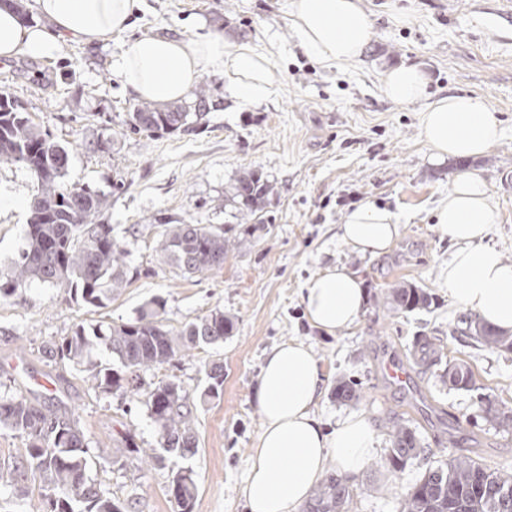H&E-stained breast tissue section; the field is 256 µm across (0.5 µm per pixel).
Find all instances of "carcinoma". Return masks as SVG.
<instances>
[{
    "label": "carcinoma",
    "mask_w": 512,
    "mask_h": 512,
    "mask_svg": "<svg viewBox=\"0 0 512 512\" xmlns=\"http://www.w3.org/2000/svg\"><path fill=\"white\" fill-rule=\"evenodd\" d=\"M204 112L205 91L201 89L191 105H135L129 113L128 129L150 134L194 130ZM0 162L22 166L36 180L24 245L10 271L0 272V299L36 280L67 289L88 308H101L112 300L114 291L139 276L126 266L125 251L112 236V225L102 220L107 198L65 181L68 152L32 121L6 85L0 86ZM274 193L275 186L262 174L245 171L224 197V207L239 224H262L265 204ZM228 232L212 224H167L158 247L162 257L183 273L203 274L224 265L230 245ZM431 303L432 296L413 284L398 285L382 295V304L395 311L412 312ZM164 307V300L155 297L133 321L79 324L49 347L51 358L83 368L94 388L108 394L129 393L146 406L158 443L148 457L161 467L166 455L196 447L199 407L221 396L224 364L213 360L205 365L207 385L198 398L177 379L143 390L140 373L178 361L201 344L218 343L234 328L223 311L212 310L175 331L164 322ZM460 334L491 349L512 351V336L480 322L468 325ZM96 345L110 351L124 373L90 359V349ZM413 355L425 369L442 364L444 357L438 338L424 334L414 340ZM449 366L455 372L448 378L451 388L475 387L474 373L466 362L454 361ZM358 398L359 388L354 383L342 381L336 386V399L351 402ZM486 413L500 428H512L511 410L489 407ZM2 428L23 436L27 446L25 456L13 465L15 477L0 495L26 497L24 478L31 471L41 479L50 512H127L91 482L87 439L68 408L41 405L22 395L0 396ZM387 435L391 444L387 461L392 470H403L412 459H428L427 450L409 426L393 421L387 426ZM169 491L178 512H192L197 491L193 469H178ZM352 495L353 488L331 473L312 490L303 512H344ZM402 512H512V476L492 471L469 457L430 464L408 489Z\"/></svg>",
    "instance_id": "1"
}]
</instances>
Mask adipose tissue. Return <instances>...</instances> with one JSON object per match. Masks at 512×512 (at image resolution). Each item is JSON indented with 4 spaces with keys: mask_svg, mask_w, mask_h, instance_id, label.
<instances>
[{
    "mask_svg": "<svg viewBox=\"0 0 512 512\" xmlns=\"http://www.w3.org/2000/svg\"><path fill=\"white\" fill-rule=\"evenodd\" d=\"M136 0H37L40 23L20 18L0 0V58H52L61 39L86 45L124 31ZM292 26L297 45L326 63L352 64L363 57L372 23L357 0H294ZM123 85L139 100L167 103L186 99L202 73L224 74L231 97L249 101L267 95L275 76L267 55L245 42L224 49L222 35L206 32L187 39L141 38L111 63ZM427 77L416 66L386 74L385 92L394 101L426 100L422 136L432 162L483 154L497 139L499 122L481 99L446 95L427 101ZM493 219L486 183L473 172L460 174L436 214L442 235L455 249L448 257L449 295L466 311L500 329H512V263L485 242ZM401 226L390 211L366 204L341 226L353 249L385 253ZM362 280L343 266L326 270L305 290L310 322L327 333L352 326L363 312ZM321 374L309 347L291 340L266 357L253 399L263 417L244 488L249 512H296L317 484L327 463L357 474L377 443L372 423L362 416L339 421L325 433L312 412L321 396Z\"/></svg>",
    "mask_w": 512,
    "mask_h": 512,
    "instance_id": "adipose-tissue-1",
    "label": "adipose tissue"
}]
</instances>
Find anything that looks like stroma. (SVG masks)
<instances>
[{"instance_id":"35a3bbf8","label":"stroma","mask_w":512,"mask_h":512,"mask_svg":"<svg viewBox=\"0 0 512 512\" xmlns=\"http://www.w3.org/2000/svg\"><path fill=\"white\" fill-rule=\"evenodd\" d=\"M291 3L138 0L127 28L107 43L66 39L54 58L0 62V84L66 148L67 182L108 197L104 219L127 250V266L141 272L100 309L36 281L1 299L0 395L62 402L75 411L93 457L91 479L115 502H135L136 512H176L169 476L181 467L196 473L193 512H248L244 487L262 426L253 392L266 354L288 340L302 341L318 362L323 393L314 414L323 428L357 415L377 431L372 457L351 481L348 512H401L406 491L430 463L469 456L512 475V431L483 411L489 400L512 408V351L460 335L464 312L446 288L453 246L435 224V209L455 178L475 172L489 189L487 241L512 262V12L504 0H359L373 37L361 61L330 65L297 48ZM203 28L223 33L227 50L243 42L264 49L275 73L269 94L239 104L223 75L206 73L198 84L210 110L197 130L131 133L126 121L136 100L113 73L112 57L140 38H189ZM401 64L424 70L430 96L481 98L498 117V140L480 156L430 164L420 125L424 101L397 103L384 92L387 71ZM247 170L276 186L264 224L250 232L224 212L225 194ZM33 194L26 169L0 163L2 271L23 243ZM368 203L395 213L402 226L380 257L339 237L340 224ZM183 223L230 227L238 246L223 268L188 276L163 260L164 225ZM338 265L361 277L368 293L408 282L434 302L427 312L400 313L370 301L357 324L327 333L311 324L302 290ZM155 297L165 301L168 328L220 309L234 330L223 342L142 373L143 387L178 379L200 392L205 365L218 360L224 390L200 407L197 446L187 457L150 467L132 452L119 468L107 454L122 436L132 435L139 448L157 445L145 406L118 391H93L79 367L56 363L47 349L78 324L134 320ZM421 333L443 338L446 358L470 364L475 390L449 388L441 368L414 362L412 344ZM391 360L409 370L407 386L388 380L384 366ZM344 380L358 384L359 400H337L336 385ZM394 418L415 429L429 452L399 472L386 463V425Z\"/></svg>"}]
</instances>
